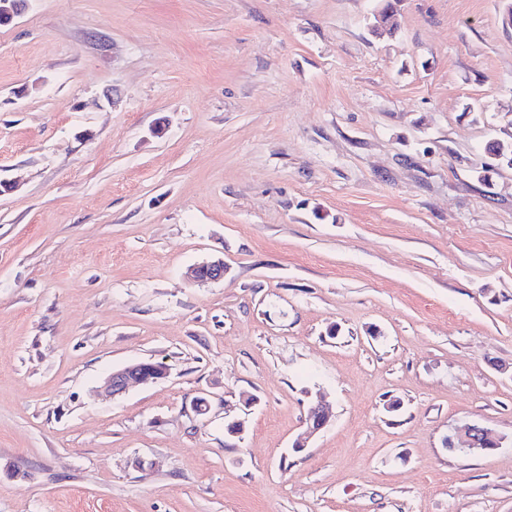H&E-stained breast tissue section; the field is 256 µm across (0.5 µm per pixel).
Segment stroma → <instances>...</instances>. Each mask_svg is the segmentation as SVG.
I'll return each instance as SVG.
<instances>
[{
	"instance_id": "1",
	"label": "stroma",
	"mask_w": 512,
	"mask_h": 512,
	"mask_svg": "<svg viewBox=\"0 0 512 512\" xmlns=\"http://www.w3.org/2000/svg\"><path fill=\"white\" fill-rule=\"evenodd\" d=\"M376 7L0 26V512H512V28L400 0L379 36ZM143 361L166 377L97 398ZM465 422L502 446L448 451ZM226 273L223 259H213L195 266L190 274L198 282H220L224 280ZM330 419V411L328 407H326V405L322 402V400L317 399L316 401H312L308 406L305 416V431L293 443L292 448L294 450L303 451L306 448L309 439H311L321 430L325 429L329 425Z\"/></svg>"
}]
</instances>
